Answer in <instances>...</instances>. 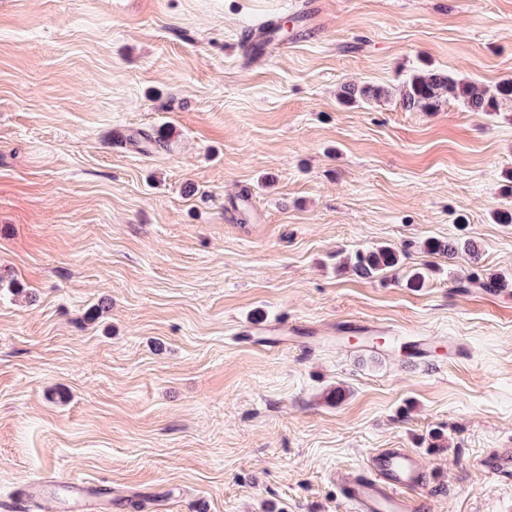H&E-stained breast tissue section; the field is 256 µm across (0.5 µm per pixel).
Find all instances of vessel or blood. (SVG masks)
<instances>
[{"instance_id":"obj_1","label":"vessel or blood","mask_w":512,"mask_h":512,"mask_svg":"<svg viewBox=\"0 0 512 512\" xmlns=\"http://www.w3.org/2000/svg\"><path fill=\"white\" fill-rule=\"evenodd\" d=\"M480 466L498 480L512 479V448H495L480 458ZM67 512H110L112 487L69 476L59 482ZM427 475L406 448H379L362 471L337 475V489L348 512H429Z\"/></svg>"}]
</instances>
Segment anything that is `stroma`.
I'll return each mask as SVG.
<instances>
[{"instance_id":"1","label":"stroma","mask_w":512,"mask_h":512,"mask_svg":"<svg viewBox=\"0 0 512 512\" xmlns=\"http://www.w3.org/2000/svg\"><path fill=\"white\" fill-rule=\"evenodd\" d=\"M425 64L512 76V0H0V500L41 477L25 512H66L72 474L112 512H347L337 471L410 448L431 512H512L477 465L512 448V288L459 286L512 280V112L406 108ZM375 245L400 268L353 275ZM343 96L345 100L350 103H356L360 101H378L380 98L388 97L390 91L383 87L374 85H348L344 88Z\"/></svg>"}]
</instances>
